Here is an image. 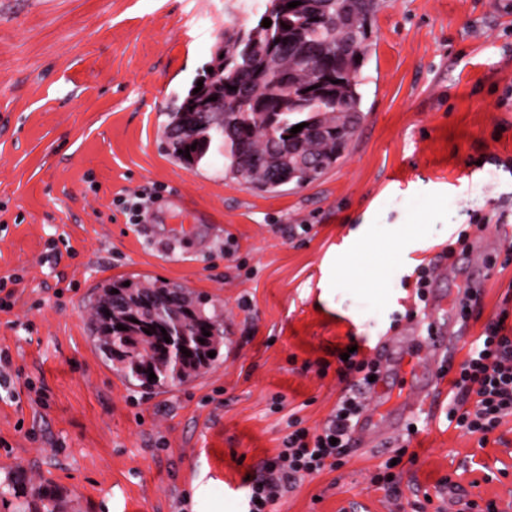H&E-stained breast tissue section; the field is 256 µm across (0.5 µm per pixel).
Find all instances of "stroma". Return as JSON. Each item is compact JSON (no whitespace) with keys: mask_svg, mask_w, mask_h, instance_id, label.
I'll return each mask as SVG.
<instances>
[{"mask_svg":"<svg viewBox=\"0 0 512 512\" xmlns=\"http://www.w3.org/2000/svg\"><path fill=\"white\" fill-rule=\"evenodd\" d=\"M264 0H0V481L49 482L55 512H246L261 461L297 414L322 426L343 387L336 349L370 355L424 304L415 270L446 290L482 273L448 359L512 313V0H385L372 23L363 119L317 181L270 194L190 167L162 131L229 36ZM462 131L449 144L448 127ZM148 189L142 223L128 193ZM186 285L224 307L208 372L164 391L124 382L89 336L110 278ZM44 389L47 406L33 402ZM410 400L416 431L351 448L272 512H512V415L487 437L449 426L447 392ZM283 406L272 410L274 397ZM397 494L373 482L394 455Z\"/></svg>","mask_w":512,"mask_h":512,"instance_id":"1","label":"stroma"}]
</instances>
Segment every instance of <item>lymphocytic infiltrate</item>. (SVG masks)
Masks as SVG:
<instances>
[{
    "label": "lymphocytic infiltrate",
    "mask_w": 512,
    "mask_h": 512,
    "mask_svg": "<svg viewBox=\"0 0 512 512\" xmlns=\"http://www.w3.org/2000/svg\"><path fill=\"white\" fill-rule=\"evenodd\" d=\"M376 369L375 361L353 355L340 361L338 374L350 385L321 430L309 431L301 427L298 417H289L281 450L262 462L250 483L248 512H268L306 476L341 465L364 408L360 395L369 388ZM451 385L454 395L448 419L466 433L492 432L503 417L512 415V328L505 316L485 327Z\"/></svg>",
    "instance_id": "lymphocytic-infiltrate-1"
}]
</instances>
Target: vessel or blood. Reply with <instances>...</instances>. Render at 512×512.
Returning a JSON list of instances; mask_svg holds the SVG:
<instances>
[{
    "instance_id": "b4317fda",
    "label": "vessel or blood",
    "mask_w": 512,
    "mask_h": 512,
    "mask_svg": "<svg viewBox=\"0 0 512 512\" xmlns=\"http://www.w3.org/2000/svg\"><path fill=\"white\" fill-rule=\"evenodd\" d=\"M459 342V337L452 335L444 323L432 320L427 330L410 328L405 335L386 337L375 346L374 357L383 366L372 388L376 406L364 413L358 425L367 444L381 442L387 435L401 432L415 411L407 400L393 399L395 379L410 374L411 392L435 397L441 386L436 364L441 355L455 350Z\"/></svg>"
}]
</instances>
